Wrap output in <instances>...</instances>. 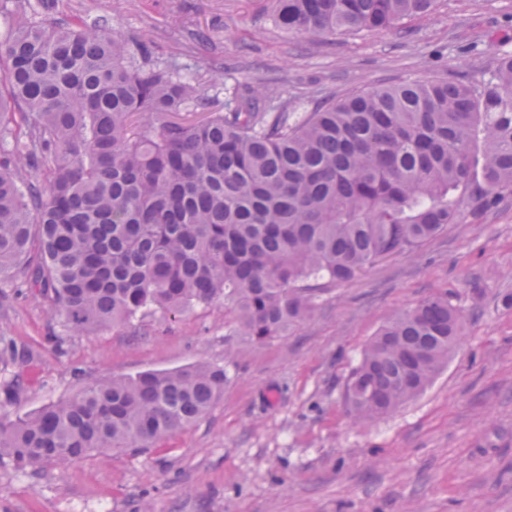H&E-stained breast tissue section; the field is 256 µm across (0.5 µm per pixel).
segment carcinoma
Segmentation results:
<instances>
[{"instance_id":"carcinoma-1","label":"carcinoma","mask_w":512,"mask_h":512,"mask_svg":"<svg viewBox=\"0 0 512 512\" xmlns=\"http://www.w3.org/2000/svg\"><path fill=\"white\" fill-rule=\"evenodd\" d=\"M436 0H274L288 33L394 28ZM27 0H0V280L25 265L74 332L225 300L253 344L302 321L309 282L345 283L409 253L512 192V53L465 82L378 86L341 102L207 87L150 43L141 64L81 21L40 26ZM173 112H204L201 120ZM448 295L396 315L345 384L353 415L422 392L459 333ZM224 368L112 378L14 422L0 462L35 470L115 448H151L202 417Z\"/></svg>"}]
</instances>
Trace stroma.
<instances>
[{"instance_id": "35a3bbf8", "label": "stroma", "mask_w": 512, "mask_h": 512, "mask_svg": "<svg viewBox=\"0 0 512 512\" xmlns=\"http://www.w3.org/2000/svg\"><path fill=\"white\" fill-rule=\"evenodd\" d=\"M32 20H79L131 45L150 31L165 63L203 54L220 76L208 91L216 110L237 79L340 100L380 84L476 77L512 52V0H436L399 28L316 40L288 35L271 0H59ZM202 30L211 42L201 49ZM439 293L464 316L445 367L393 413L354 420L344 386L364 346ZM313 306L258 346L237 335L227 303L75 333L27 270L0 283V336L17 348L0 366V386L17 389L2 419L144 371L210 364L227 375L208 413L155 447L26 473L0 464V512H512V193L466 207L414 253L326 283Z\"/></svg>"}]
</instances>
